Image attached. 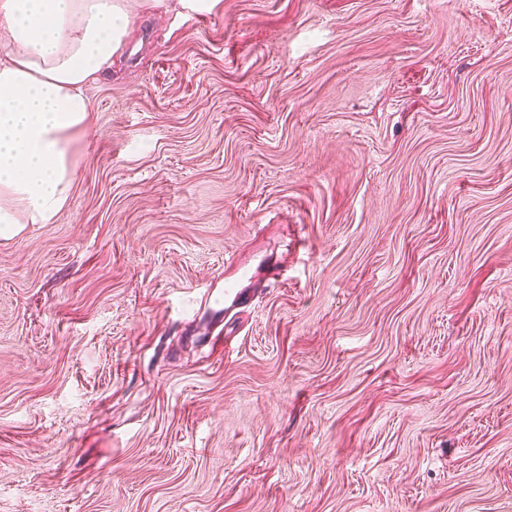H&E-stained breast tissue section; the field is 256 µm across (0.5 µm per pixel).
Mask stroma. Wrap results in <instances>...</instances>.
<instances>
[{"mask_svg": "<svg viewBox=\"0 0 512 512\" xmlns=\"http://www.w3.org/2000/svg\"><path fill=\"white\" fill-rule=\"evenodd\" d=\"M129 5L0 238V512H512V0ZM255 272L252 266H240L232 278H224V289L211 291L209 302L218 308V311L227 310L235 306L243 307L250 303L258 288H268L269 284L262 287L254 281Z\"/></svg>", "mask_w": 512, "mask_h": 512, "instance_id": "obj_1", "label": "stroma"}]
</instances>
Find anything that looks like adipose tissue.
I'll use <instances>...</instances> for the list:
<instances>
[{
  "mask_svg": "<svg viewBox=\"0 0 512 512\" xmlns=\"http://www.w3.org/2000/svg\"><path fill=\"white\" fill-rule=\"evenodd\" d=\"M127 0H0V237L68 205L67 144L92 122L87 85L111 74Z\"/></svg>",
  "mask_w": 512,
  "mask_h": 512,
  "instance_id": "obj_1",
  "label": "adipose tissue"
}]
</instances>
